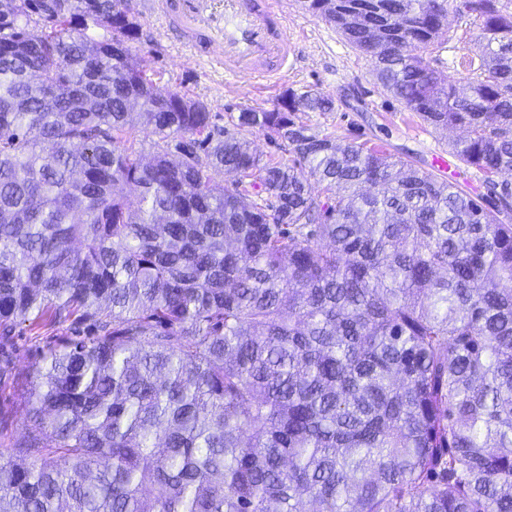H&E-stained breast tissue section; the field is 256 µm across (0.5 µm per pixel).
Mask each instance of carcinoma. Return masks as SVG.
Instances as JSON below:
<instances>
[{"label": "carcinoma", "mask_w": 512, "mask_h": 512, "mask_svg": "<svg viewBox=\"0 0 512 512\" xmlns=\"http://www.w3.org/2000/svg\"><path fill=\"white\" fill-rule=\"evenodd\" d=\"M302 6L466 128L459 161L512 171V0ZM450 8L477 33L447 83ZM139 34L131 0H0V339L73 330L32 369L0 512H512V204L308 133L317 90L219 127ZM244 136L251 142L252 149L264 158L269 156L275 158L276 161H281L286 165H291L294 156L289 154L281 141L274 142L261 132H244Z\"/></svg>", "instance_id": "cac0c4a2"}]
</instances>
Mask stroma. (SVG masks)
Here are the masks:
<instances>
[{
	"mask_svg": "<svg viewBox=\"0 0 512 512\" xmlns=\"http://www.w3.org/2000/svg\"><path fill=\"white\" fill-rule=\"evenodd\" d=\"M286 2V25L294 40V60L287 76L276 84L249 77L225 79L222 67L196 57L191 44L179 40L177 30L150 14L147 0H132L141 27L132 52L154 73L160 88H176L206 102L218 125H227L230 112L239 108L270 109L286 91L300 93L312 88L331 97L334 109L301 113L300 119L311 133L376 147L413 162L423 171H431L430 153L448 148L453 140L462 137V130L435 129L417 113L403 108L376 82L369 57L355 49L334 27L306 12L300 0ZM469 27L468 19L449 14L440 32L436 63L443 77L467 78L461 61L474 52ZM444 179L480 196L490 207L496 202L497 190L512 184V173L489 179L478 169L458 162L453 173L445 174ZM67 333L64 326L44 328L36 334L23 325L16 328L13 344L5 353L8 367L0 373V448H12L26 434L21 393L47 343L54 336Z\"/></svg>",
	"mask_w": 512,
	"mask_h": 512,
	"instance_id": "1",
	"label": "stroma"
}]
</instances>
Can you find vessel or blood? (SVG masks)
<instances>
[{"mask_svg":"<svg viewBox=\"0 0 512 512\" xmlns=\"http://www.w3.org/2000/svg\"><path fill=\"white\" fill-rule=\"evenodd\" d=\"M153 11L174 14L183 35H200L226 77L271 80L288 71L283 0H153Z\"/></svg>","mask_w":512,"mask_h":512,"instance_id":"vessel-or-blood-1","label":"vessel or blood"}]
</instances>
